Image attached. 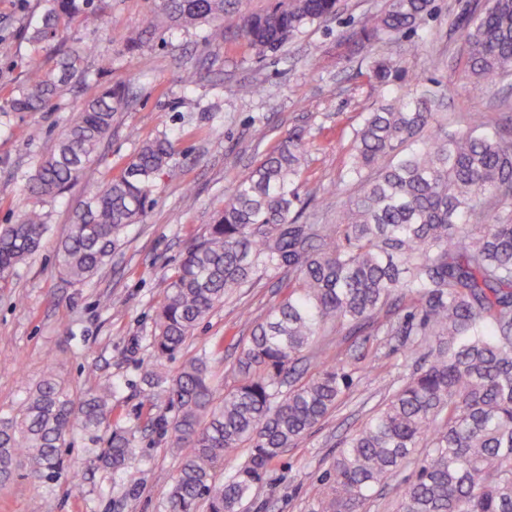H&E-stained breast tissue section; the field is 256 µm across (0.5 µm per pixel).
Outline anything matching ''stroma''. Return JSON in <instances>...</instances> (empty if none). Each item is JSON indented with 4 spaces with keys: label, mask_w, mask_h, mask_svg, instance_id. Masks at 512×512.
<instances>
[{
    "label": "stroma",
    "mask_w": 512,
    "mask_h": 512,
    "mask_svg": "<svg viewBox=\"0 0 512 512\" xmlns=\"http://www.w3.org/2000/svg\"><path fill=\"white\" fill-rule=\"evenodd\" d=\"M477 2L435 0L436 10L418 35L359 50L343 42V34L383 12L387 0H342L336 18L307 27L263 55L239 38L211 44L204 26L148 28L154 0H102L98 28L69 25L62 45L89 52L78 91L43 112L0 111V225L14 223L27 208L24 188L39 158L86 101L122 84L129 106L116 113L98 159L82 178L45 203L49 231L41 250L0 288V415L17 411L48 370L78 393L109 381L116 388L114 418L134 436L138 451L115 473L89 464L91 443L75 435L67 467L54 480L37 482L21 470L0 484V512H42L47 498L56 512H163L181 457L154 424L167 404L144 382L139 364L151 354L154 315L183 254L223 208L225 189L293 129H304L308 142L301 183L312 201L303 220L318 224L353 193L343 179L353 132L390 92L418 81L439 91L449 120L476 113L512 126V85L477 87L465 72L462 20L465 7ZM42 11V0H0V104L21 85L32 56L47 68L55 63L54 54L35 53L29 41ZM138 38L147 41L148 58L127 50V41ZM105 50L112 55L107 74L95 60ZM377 55L392 57L404 71L390 89L369 78ZM187 71L197 74L190 86L181 81ZM246 85L254 86L253 94H243ZM31 126L41 128L40 139L25 138ZM258 127L266 129L265 139L254 138ZM162 135L172 143V157L154 182L143 220L124 230L92 279L70 283L57 270L55 249L75 211L143 141ZM283 282L282 275L267 274L216 307L177 359L164 363V372L175 373L183 360L211 353L215 395L223 397L235 383L231 368L238 342L283 298ZM315 345L331 355L347 348L359 354L348 369L351 385L336 409L271 465L246 512H310L341 440L416 366L399 342H384L366 330L343 327L318 337Z\"/></svg>",
    "instance_id": "1"
}]
</instances>
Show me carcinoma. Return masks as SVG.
<instances>
[{"mask_svg": "<svg viewBox=\"0 0 512 512\" xmlns=\"http://www.w3.org/2000/svg\"><path fill=\"white\" fill-rule=\"evenodd\" d=\"M29 40L54 42L74 20L94 25L91 0H44ZM238 0H158L150 26L211 25L209 41L231 35L258 53L276 50L307 25L336 16L340 0H270L243 13ZM434 0H389L352 35L370 47L415 35ZM85 48L59 50L56 67L31 61L8 100L14 112H42L85 76ZM464 57L475 84L512 79V0H487L466 18ZM391 57L374 60L380 87L399 78ZM435 93L415 89L366 113L354 130L346 174L359 189L331 224H300V175L307 164L294 130L224 191V207L193 243L170 279L142 364L171 416L156 422L173 436L181 467L165 512H240L285 449L336 409L349 386L348 360L314 356V377L288 385V372L322 328L348 324L394 336L379 311L403 303L423 364L402 379L383 407L341 442L323 475L312 512H364L376 487L414 465L396 512H512V131L472 114L447 130L435 125ZM127 104L109 87L86 102L25 186L31 205L0 228V285L36 254L49 230L41 203L72 187L94 162ZM166 138L144 141L122 171L76 212L56 260L72 283L97 273L124 229L142 220L153 183L167 166ZM285 272L287 293L240 346L237 384L214 402L208 360L160 371L196 327L260 275ZM114 387L77 396L46 372L21 407L0 416V482L23 466L36 480L66 466L62 448L77 432L107 447L92 462L120 468L136 443L112 426ZM249 454L220 480L224 457Z\"/></svg>", "mask_w": 512, "mask_h": 512, "instance_id": "cac0c4a2", "label": "carcinoma"}]
</instances>
